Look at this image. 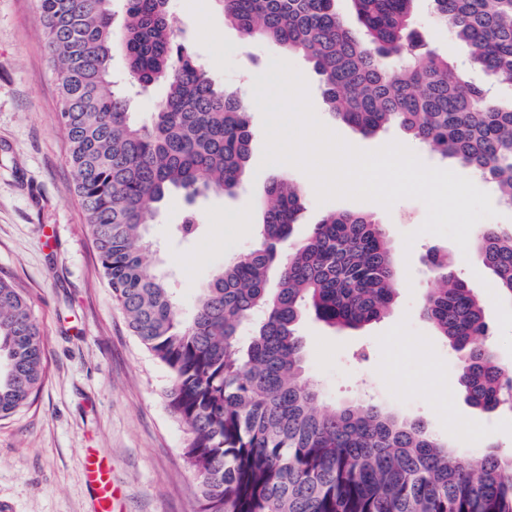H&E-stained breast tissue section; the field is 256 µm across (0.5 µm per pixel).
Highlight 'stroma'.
Returning a JSON list of instances; mask_svg holds the SVG:
<instances>
[{
	"label": "stroma",
	"instance_id": "obj_1",
	"mask_svg": "<svg viewBox=\"0 0 512 512\" xmlns=\"http://www.w3.org/2000/svg\"><path fill=\"white\" fill-rule=\"evenodd\" d=\"M179 38L217 83L252 99L251 83L271 58L286 51L246 42L225 21L215 0H170ZM417 30L442 56L466 64L472 80L488 77L467 49L415 0ZM304 76L318 119L349 144L376 150L396 141L431 167L452 169L398 126L366 137L335 119L319 77L303 57L290 58ZM57 78L38 20L36 0H0V278L29 300L46 338V381L34 402L0 420V506L6 512H94L84 478L87 455L104 457L121 488L114 512H198L192 473L183 458L186 433L170 413L163 390L167 370L147 353L118 309L103 279L57 121ZM251 158L235 195L210 193L194 201L165 202L148 238L177 292L183 313L224 261L251 249L261 221L258 208L269 184L289 178L305 195L295 229L306 237L332 211L371 215L381 224L400 269L389 313L358 330H338L307 317L299 334L305 376L329 405L366 400L425 423L459 447L512 451V413L487 414L469 406L458 383L456 359L421 314L423 294L435 287L428 257L448 256L455 273L481 294L490 341L512 367V300L498 293L487 271L452 240L419 234L427 210L417 199L391 208L372 201L318 202L311 179L295 166H262V114L251 107ZM195 215L201 232L179 239L177 224ZM416 233L412 247L404 234Z\"/></svg>",
	"mask_w": 512,
	"mask_h": 512
}]
</instances>
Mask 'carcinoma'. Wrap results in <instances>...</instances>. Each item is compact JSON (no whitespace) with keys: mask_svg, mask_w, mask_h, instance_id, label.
I'll list each match as a JSON object with an SVG mask.
<instances>
[{"mask_svg":"<svg viewBox=\"0 0 512 512\" xmlns=\"http://www.w3.org/2000/svg\"><path fill=\"white\" fill-rule=\"evenodd\" d=\"M38 0L58 72V123L73 190L129 330L170 375L164 397L185 427L200 512H512V455H466L424 424L351 402L320 406L304 378L299 327L313 314L359 328L390 310L399 286L385 232L370 216L329 212L291 243L300 191L273 181L260 202L259 243L216 269L183 315L154 270L146 225L174 193L191 201L237 190L252 130L243 97L217 84L178 41L169 0ZM248 41H274L320 76L335 118L369 135L399 125L419 144L492 184L512 206V98L495 99L419 37L414 0H217ZM470 58L512 89V0H432ZM140 90L166 95L146 121L118 87L113 53ZM495 288L512 299V230L471 242ZM439 287L423 316L454 353L466 401L512 411V376L486 343L476 290L431 259ZM46 336L26 296L0 279V419L45 381Z\"/></svg>","mask_w":512,"mask_h":512,"instance_id":"cac0c4a2","label":"carcinoma"}]
</instances>
